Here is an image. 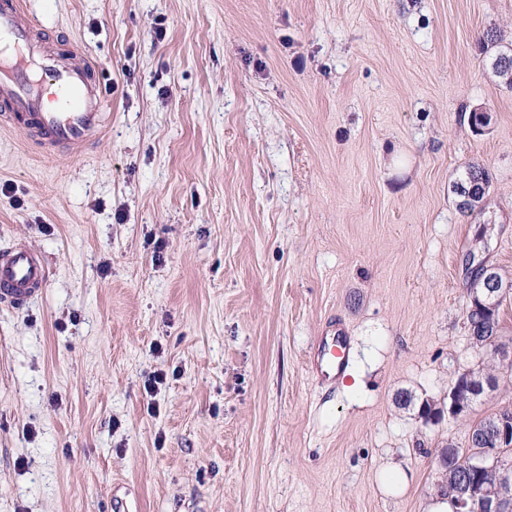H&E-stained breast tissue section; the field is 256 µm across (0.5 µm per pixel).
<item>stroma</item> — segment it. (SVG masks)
Returning a JSON list of instances; mask_svg holds the SVG:
<instances>
[{"label":"stroma","mask_w":512,"mask_h":512,"mask_svg":"<svg viewBox=\"0 0 512 512\" xmlns=\"http://www.w3.org/2000/svg\"><path fill=\"white\" fill-rule=\"evenodd\" d=\"M34 9L101 65L107 121L82 156L0 129V241L49 269L0 307V512H429L468 431L448 393L495 360L465 340L468 253L512 280V90L480 51L512 0ZM335 319L329 390L305 359ZM490 181L491 177L487 167L478 163H468L463 166V172L455 179L452 188L453 192L459 196L466 186L473 185L477 193L482 191V197H484L485 189L489 187ZM351 362V337L335 328L318 336L307 359V367L322 385H336L343 380Z\"/></svg>","instance_id":"obj_1"}]
</instances>
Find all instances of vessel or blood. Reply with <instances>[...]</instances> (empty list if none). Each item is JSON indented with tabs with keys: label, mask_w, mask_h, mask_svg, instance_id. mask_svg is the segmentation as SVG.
<instances>
[{
	"label": "vessel or blood",
	"mask_w": 512,
	"mask_h": 512,
	"mask_svg": "<svg viewBox=\"0 0 512 512\" xmlns=\"http://www.w3.org/2000/svg\"><path fill=\"white\" fill-rule=\"evenodd\" d=\"M99 68L76 48L61 49L36 24L25 0H0V127L21 133L40 152H85L104 130ZM46 284L42 257L21 242L0 246V305L20 309ZM351 362V338L331 329L315 340L307 367L336 385Z\"/></svg>",
	"instance_id": "obj_1"
}]
</instances>
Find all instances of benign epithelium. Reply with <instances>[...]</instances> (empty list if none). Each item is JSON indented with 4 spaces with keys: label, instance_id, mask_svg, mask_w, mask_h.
Masks as SVG:
<instances>
[{
    "label": "benign epithelium",
    "instance_id": "obj_1",
    "mask_svg": "<svg viewBox=\"0 0 512 512\" xmlns=\"http://www.w3.org/2000/svg\"><path fill=\"white\" fill-rule=\"evenodd\" d=\"M469 262L482 268V282L467 293V307L478 305L487 310L496 308L504 292L512 283L501 279L496 268L486 264L475 253ZM495 388L494 381L484 369L462 372L448 394V415L458 418L471 414L474 400L485 390ZM480 447L467 448L458 470L449 462L454 449L440 456L446 480L441 485L454 495L455 512H503L507 504V491L512 487V463L506 460L505 449L512 447V417H500L491 422L479 440Z\"/></svg>",
    "mask_w": 512,
    "mask_h": 512
}]
</instances>
